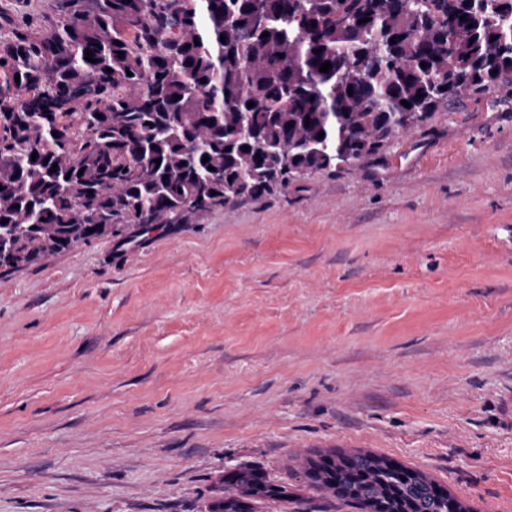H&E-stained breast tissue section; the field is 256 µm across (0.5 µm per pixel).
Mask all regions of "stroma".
<instances>
[{
  "label": "stroma",
  "instance_id": "stroma-1",
  "mask_svg": "<svg viewBox=\"0 0 512 512\" xmlns=\"http://www.w3.org/2000/svg\"><path fill=\"white\" fill-rule=\"evenodd\" d=\"M303 184L0 274V512H361L329 452L512 512V84ZM290 494L287 486L273 483L258 467L243 464L224 474V497L210 504L208 511L256 512V503L287 502Z\"/></svg>",
  "mask_w": 512,
  "mask_h": 512
}]
</instances>
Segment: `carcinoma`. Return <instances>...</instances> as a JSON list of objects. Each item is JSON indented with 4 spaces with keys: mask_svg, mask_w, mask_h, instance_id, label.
<instances>
[{
    "mask_svg": "<svg viewBox=\"0 0 512 512\" xmlns=\"http://www.w3.org/2000/svg\"><path fill=\"white\" fill-rule=\"evenodd\" d=\"M509 76L512 0H56L40 27L0 4V269L300 191ZM308 476L368 512H465L371 453ZM289 496L243 464L209 512Z\"/></svg>",
    "mask_w": 512,
    "mask_h": 512,
    "instance_id": "carcinoma-1",
    "label": "carcinoma"
}]
</instances>
